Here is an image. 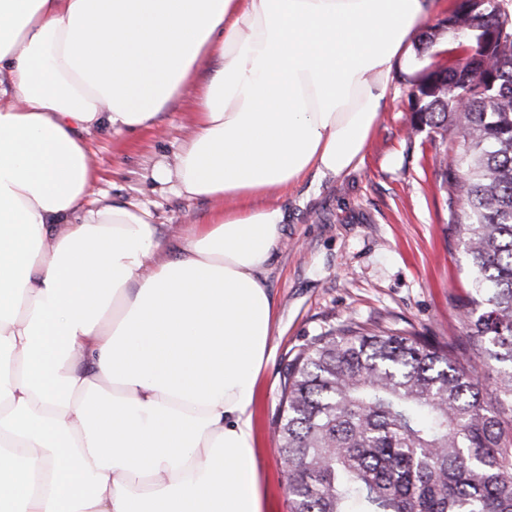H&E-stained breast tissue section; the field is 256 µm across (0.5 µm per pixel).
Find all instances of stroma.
<instances>
[{
    "instance_id": "35a3bbf8",
    "label": "stroma",
    "mask_w": 512,
    "mask_h": 512,
    "mask_svg": "<svg viewBox=\"0 0 512 512\" xmlns=\"http://www.w3.org/2000/svg\"><path fill=\"white\" fill-rule=\"evenodd\" d=\"M411 81L390 76L386 107L364 160L335 178L306 174L274 196L285 212L283 239L267 275L275 300L272 354L253 405L257 459L273 512H289L276 421L283 371L314 338L348 321L409 329L471 351L464 304L470 292L461 206L448 196L438 133L414 130ZM191 96L167 105L159 128L87 136L93 190L153 212L163 243L177 248L212 209L155 180L195 130Z\"/></svg>"
}]
</instances>
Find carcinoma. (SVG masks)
<instances>
[{
	"mask_svg": "<svg viewBox=\"0 0 512 512\" xmlns=\"http://www.w3.org/2000/svg\"><path fill=\"white\" fill-rule=\"evenodd\" d=\"M448 21L420 52L445 39L465 51L412 79V98L418 121L469 138L442 166L462 202L480 365L406 330L352 322L315 338L283 372L290 512H512V10L462 0ZM479 367L495 373L490 393Z\"/></svg>",
	"mask_w": 512,
	"mask_h": 512,
	"instance_id": "cac0c4a2",
	"label": "carcinoma"
}]
</instances>
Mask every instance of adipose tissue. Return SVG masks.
Masks as SVG:
<instances>
[{"label":"adipose tissue","mask_w":512,"mask_h":512,"mask_svg":"<svg viewBox=\"0 0 512 512\" xmlns=\"http://www.w3.org/2000/svg\"><path fill=\"white\" fill-rule=\"evenodd\" d=\"M432 0H0V512H263L272 190L362 162ZM192 94L176 251L86 136Z\"/></svg>","instance_id":"obj_1"}]
</instances>
